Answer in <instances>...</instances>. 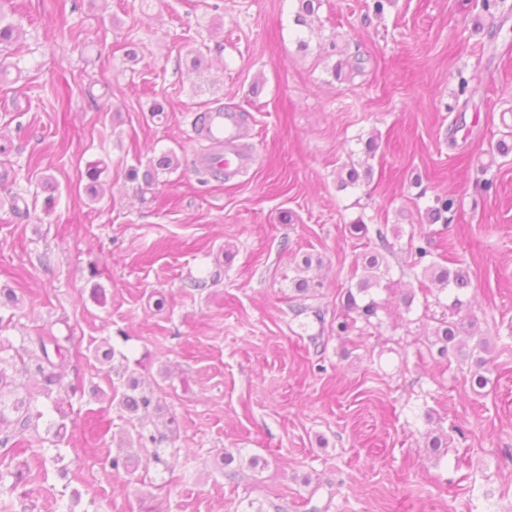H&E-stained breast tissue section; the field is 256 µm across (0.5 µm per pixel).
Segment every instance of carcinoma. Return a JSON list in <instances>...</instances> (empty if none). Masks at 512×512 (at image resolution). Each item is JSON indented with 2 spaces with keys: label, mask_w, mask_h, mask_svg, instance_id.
<instances>
[{
  "label": "carcinoma",
  "mask_w": 512,
  "mask_h": 512,
  "mask_svg": "<svg viewBox=\"0 0 512 512\" xmlns=\"http://www.w3.org/2000/svg\"><path fill=\"white\" fill-rule=\"evenodd\" d=\"M295 24L305 26L308 19L314 16L321 6V0H295ZM19 31L12 23L5 21L0 12V48H9L17 42ZM364 59L355 55L341 59L332 68V76L341 78L343 72H360ZM104 169L95 163L85 173L86 191L93 199L99 196L100 177ZM457 210L455 197L442 194L433 199L424 214L420 215L423 224L441 222L449 224ZM423 276L437 287L440 293H447L451 303L446 305L435 298V305L442 308L439 316H431L435 322L431 337L427 338V350L432 360L437 363L454 360L468 365L470 385L484 389L489 384L486 377L492 362L494 347L490 339L484 336L477 321L467 312L468 301L464 296L471 288L472 282L468 269L460 261L443 265L430 262L423 267ZM352 278L356 279L354 287L346 289L339 300V314L336 323L330 325V332L338 337L347 335L357 323L365 328H375L380 324L379 313L383 311L382 301L376 299L379 290L390 291L395 283L389 277V266L386 256L380 251L364 254L362 263L355 265ZM23 341L30 344L26 357L20 363H11L4 353L11 346L0 340V446L5 447L11 437L22 435L38 425L44 413L38 409L37 397L42 396L51 401L53 413L46 432L52 434L50 442L53 447L42 449L52 462L63 460L59 444L68 436L67 421L70 418L65 407L68 398L84 391V382L78 378L65 384L63 376L56 372L65 359L71 356L74 347V334L56 336L51 332H40L34 336H25ZM29 375L34 378L36 388L31 389L18 382V377ZM118 400L120 408L129 414L128 421L142 420V414L149 412L154 405L153 390L145 382L133 377L128 380L126 390L114 391L110 400ZM427 447L435 453L448 447V433L441 427L433 429L427 435ZM162 437L143 430L137 433L138 447H152L151 456L154 462H162L164 449L160 448ZM138 457L127 448L119 451L108 459L109 474L120 479L134 471ZM27 464L18 463L14 468L0 470V497H10L26 482L24 469Z\"/></svg>",
  "instance_id": "1"
}]
</instances>
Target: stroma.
Returning a JSON list of instances; mask_svg holds the SVG:
<instances>
[{
    "instance_id": "1",
    "label": "stroma",
    "mask_w": 512,
    "mask_h": 512,
    "mask_svg": "<svg viewBox=\"0 0 512 512\" xmlns=\"http://www.w3.org/2000/svg\"><path fill=\"white\" fill-rule=\"evenodd\" d=\"M4 12L21 36L0 81L13 145L0 290L16 294L22 327L0 337L20 351L22 335L73 331L80 354L62 372L86 387L69 408L79 464L67 477L41 463L45 427L14 449L37 512L75 490L74 512H512V155L490 156L512 125V0L492 16L478 0H390L380 16L371 0H323L307 28L293 0H67L60 11L12 0ZM65 23L75 37L59 36ZM342 53L365 63L339 81ZM459 70L470 98L457 94ZM93 91L108 92L109 112ZM157 100L167 106L154 117ZM219 107L240 114L253 157L226 177L203 168L213 148L194 131ZM168 150L177 169L148 188L131 179ZM365 160L371 180L339 189L343 166ZM95 161L106 170L93 201ZM17 192L28 215L10 208ZM443 192L458 200L451 223L419 225ZM358 219L363 240L349 232ZM421 229L433 261L471 271L472 313L495 347L485 389L466 366L432 361L431 322L401 303L422 279L406 250ZM383 238L399 290L380 291L378 327L331 336L358 256ZM305 254L323 261L307 298L291 284ZM106 342L159 385L146 424L167 438L164 464L141 455L122 483L106 457L136 432L104 397L122 385L95 356ZM428 410L458 429L438 460Z\"/></svg>"
}]
</instances>
